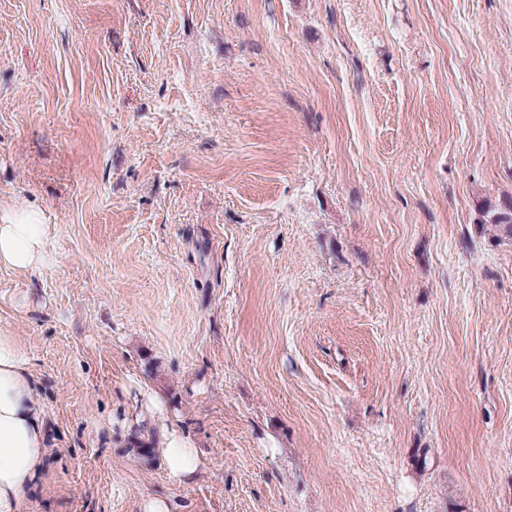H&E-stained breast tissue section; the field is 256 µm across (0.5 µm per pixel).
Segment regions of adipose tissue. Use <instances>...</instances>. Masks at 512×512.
<instances>
[{
	"label": "adipose tissue",
	"mask_w": 512,
	"mask_h": 512,
	"mask_svg": "<svg viewBox=\"0 0 512 512\" xmlns=\"http://www.w3.org/2000/svg\"><path fill=\"white\" fill-rule=\"evenodd\" d=\"M45 226L32 211L0 224V264L30 269L43 260ZM49 448L45 411L37 396L31 359L14 339L0 335V512H19ZM159 454L169 480L183 485L199 471L195 443L176 423L164 424Z\"/></svg>",
	"instance_id": "1"
}]
</instances>
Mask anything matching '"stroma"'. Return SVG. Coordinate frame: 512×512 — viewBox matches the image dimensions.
Here are the masks:
<instances>
[{"mask_svg": "<svg viewBox=\"0 0 512 512\" xmlns=\"http://www.w3.org/2000/svg\"><path fill=\"white\" fill-rule=\"evenodd\" d=\"M509 202L512 0H0L20 512H512ZM45 224L33 211L17 213L11 224H0V264L30 269L43 261ZM31 363L11 336L0 335V512H20L50 448ZM158 448L168 478L174 484L190 482L202 465L195 443L174 422L163 423Z\"/></svg>", "mask_w": 512, "mask_h": 512, "instance_id": "35a3bbf8", "label": "stroma"}]
</instances>
